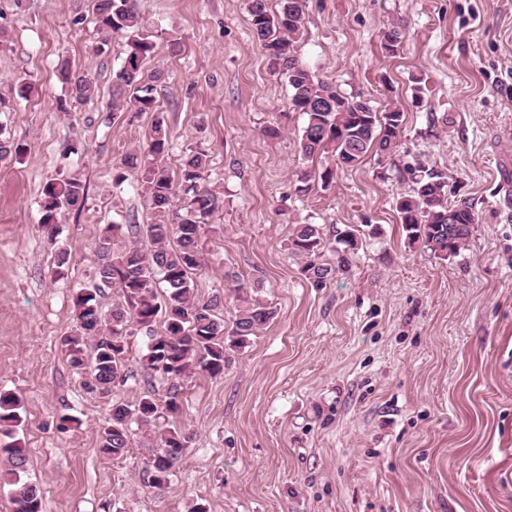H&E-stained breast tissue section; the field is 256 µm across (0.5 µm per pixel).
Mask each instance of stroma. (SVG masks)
I'll use <instances>...</instances> for the list:
<instances>
[{"instance_id": "1", "label": "stroma", "mask_w": 512, "mask_h": 512, "mask_svg": "<svg viewBox=\"0 0 512 512\" xmlns=\"http://www.w3.org/2000/svg\"><path fill=\"white\" fill-rule=\"evenodd\" d=\"M96 0H0V129L25 157L0 161V391L16 395L28 481L44 512H512V0H307L299 63L377 111L404 112L399 147L337 168L322 188L320 161L299 151L303 117L253 40L248 0H137L156 44L144 75L165 71L157 112L112 114V76L127 36L92 51ZM401 30L396 54L381 47ZM178 49H171V40ZM90 69L98 93L57 108L59 58ZM32 84L17 98L18 81ZM171 132L177 174L205 150L221 204L202 230L195 295L235 289L268 302L275 319L232 351L222 376L170 382L143 368L148 335L128 339L126 380L101 397L70 366L73 297L93 282L96 243L111 223L150 224L156 213L113 167L145 148L156 117ZM441 170L479 222L465 250L440 259L409 244L396 211L406 168ZM78 175L82 210L54 233L39 222L40 191ZM307 180V194L296 193ZM315 224L336 261V236L358 244L347 271L316 286L288 248ZM72 262L52 268L57 250ZM177 386L175 425L190 442L168 482L152 487L156 446L136 430L108 459L98 433L113 401L136 403ZM81 425L66 431L58 418Z\"/></svg>"}]
</instances>
